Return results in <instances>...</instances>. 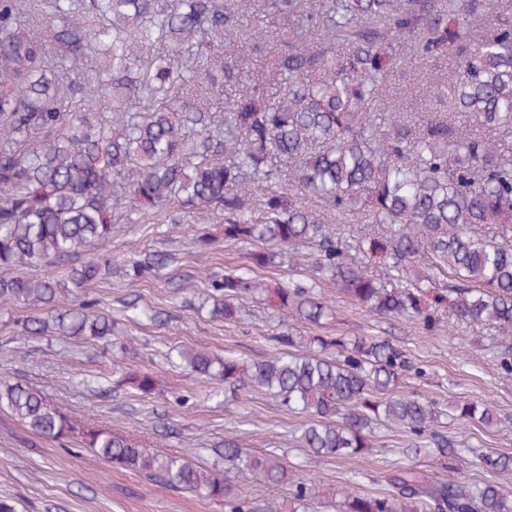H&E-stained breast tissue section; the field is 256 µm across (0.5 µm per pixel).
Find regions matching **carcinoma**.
Segmentation results:
<instances>
[{"instance_id": "carcinoma-1", "label": "carcinoma", "mask_w": 512, "mask_h": 512, "mask_svg": "<svg viewBox=\"0 0 512 512\" xmlns=\"http://www.w3.org/2000/svg\"><path fill=\"white\" fill-rule=\"evenodd\" d=\"M242 0H0V306L32 308L19 336H89L112 342V318L89 303L59 298L118 273L99 247L114 224H224V242L261 247L250 264L214 284L211 314L235 321L240 301L261 292L270 306L318 325L328 302L315 285L259 278L271 246L316 249L314 267L350 302L394 318L413 317L429 331L449 315L460 325L512 332V148L486 135L512 133V0H261L288 19V45L268 78L245 82L224 61V85L236 88L224 119L188 101L191 82L211 79L224 39L242 28ZM50 29L76 62L97 57L93 74L57 70L46 41L20 30ZM493 13L497 23L479 28ZM423 58L455 61L454 79L432 84L435 111L420 126L394 120L373 127L366 112L386 91L400 40ZM277 86L276 96L268 94ZM107 103L112 122L68 94ZM135 97L139 111L126 110ZM290 167L279 185V163ZM385 225L349 241L329 222ZM491 225L494 235L479 230ZM168 258L148 252L123 265L138 281L159 276ZM53 264L60 275L32 278L25 268ZM378 266L384 276L371 271ZM276 352L249 362L226 351L182 346L168 354L214 376L226 390L270 394L307 416L298 441L316 457L355 459L373 447L375 426H394L432 444L461 473L465 449L436 429L441 413L423 393L395 392L402 377L422 375L387 340L273 336ZM123 381L154 391L148 370L126 367ZM461 418L489 424L487 405L458 403ZM0 410L31 434L72 440L165 487L224 501V512H260L255 499L192 459L153 450L111 428L77 420L37 386L0 378ZM212 452L250 472L262 491L292 482L276 451L256 454L237 438ZM485 469L512 470V456H482ZM342 512H512V493L495 483L465 482L400 468L387 495L351 489ZM316 482H299L291 512L316 499Z\"/></svg>"}]
</instances>
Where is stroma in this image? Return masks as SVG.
I'll use <instances>...</instances> for the list:
<instances>
[{"instance_id":"stroma-1","label":"stroma","mask_w":512,"mask_h":512,"mask_svg":"<svg viewBox=\"0 0 512 512\" xmlns=\"http://www.w3.org/2000/svg\"><path fill=\"white\" fill-rule=\"evenodd\" d=\"M242 21L247 30L266 27L264 38L244 36L225 42L224 55L248 58L254 75H262L269 57L282 44L283 23L270 24L252 14ZM447 72V60L428 61L405 50L391 85L403 97L406 111L420 120L432 110L431 101L417 93L420 80ZM209 231L213 243L203 250L194 244L192 228L185 221L115 225L101 254L119 263L141 251L173 257L162 278L135 285L108 275L83 290V299L111 313L117 345L106 348L89 339L20 337L15 321L23 315V307L0 309V340L10 341L0 348V376H22L76 415L144 436L158 450L200 457L246 495L254 491L249 474L225 466L211 454V445L234 435L255 451H277L296 477L319 483L323 499L315 512H337L351 471L360 473L358 492L369 495L379 493L385 476L403 462L439 478L448 477L449 471L432 449H416L414 439L397 428H380L373 448L358 459L314 457L293 440L304 421L302 415L289 412L263 392L241 389L213 396V383L169 364L165 353L169 347L189 345L217 354L232 349L245 359L262 360L274 349L273 336L282 333L387 339L405 348L425 370L423 377L401 380L398 392L421 390L443 406L469 401L495 410L494 424L464 419L452 422L446 432L470 450L465 477L512 492V471L492 473L479 465L483 454L512 455V376L503 375L498 366L503 345L512 344V334L453 323L430 332L412 318L369 313L326 280L320 281L316 292L334 305L335 314L320 328L281 316L258 294L244 299L238 321L211 318L204 301L212 292V281L244 267L249 248L225 244L219 225H210ZM133 298L141 306L164 312L165 320H129L123 302ZM125 365L153 372L156 384L151 395H135L123 384ZM87 378L97 379L98 387L84 386ZM5 497L16 501L18 512H224L223 503L158 486L138 473L113 467L87 449L34 437L0 412V499Z\"/></svg>"}]
</instances>
